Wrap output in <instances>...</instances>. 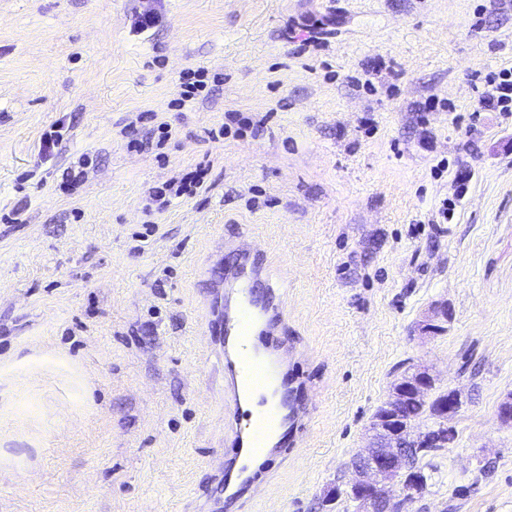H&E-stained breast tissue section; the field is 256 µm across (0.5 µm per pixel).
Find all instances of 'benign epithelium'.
Instances as JSON below:
<instances>
[{
  "label": "benign epithelium",
  "instance_id": "1",
  "mask_svg": "<svg viewBox=\"0 0 512 512\" xmlns=\"http://www.w3.org/2000/svg\"><path fill=\"white\" fill-rule=\"evenodd\" d=\"M452 312L448 304L432 306L421 322L420 330L426 337H434L447 329ZM434 379L425 369H413L403 373L392 385L386 411L374 418L371 426V442L354 466L355 478L349 491L356 494L363 512H376L378 504L389 510L396 495L406 498L416 495L417 488L410 482V465L406 442L413 439L411 423L401 419L397 408L408 394L428 400ZM461 406L459 393L450 389L439 394L437 411L448 417L454 416Z\"/></svg>",
  "mask_w": 512,
  "mask_h": 512
}]
</instances>
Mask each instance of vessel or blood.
<instances>
[{
	"label": "vessel or blood",
	"instance_id": "b4317fda",
	"mask_svg": "<svg viewBox=\"0 0 512 512\" xmlns=\"http://www.w3.org/2000/svg\"><path fill=\"white\" fill-rule=\"evenodd\" d=\"M237 258L224 269V501L234 505L259 493L258 474L246 460L286 451L304 433L307 411L290 405L287 395L292 352L275 340V329L288 318L279 294L265 283V260L243 240H235Z\"/></svg>",
	"mask_w": 512,
	"mask_h": 512
}]
</instances>
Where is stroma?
Instances as JSON below:
<instances>
[{"label":"stroma","mask_w":512,"mask_h":512,"mask_svg":"<svg viewBox=\"0 0 512 512\" xmlns=\"http://www.w3.org/2000/svg\"><path fill=\"white\" fill-rule=\"evenodd\" d=\"M503 68L512 0H0V512L223 500L211 310L242 234L312 413L254 512H356L324 495L412 365L462 405L403 512H512V114L473 113ZM200 69L209 97L179 102ZM163 122V147H128ZM201 164L205 189L147 218ZM442 301L447 331L421 337Z\"/></svg>","instance_id":"stroma-1"}]
</instances>
